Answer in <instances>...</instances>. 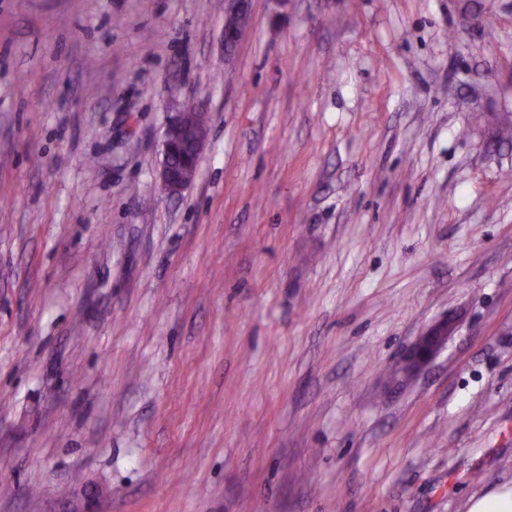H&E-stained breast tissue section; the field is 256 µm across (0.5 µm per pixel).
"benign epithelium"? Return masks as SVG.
Returning a JSON list of instances; mask_svg holds the SVG:
<instances>
[{
    "label": "benign epithelium",
    "instance_id": "7a95c632",
    "mask_svg": "<svg viewBox=\"0 0 512 512\" xmlns=\"http://www.w3.org/2000/svg\"><path fill=\"white\" fill-rule=\"evenodd\" d=\"M226 14L238 19L233 29L224 30V47L233 49L250 23V0H228ZM207 135L200 128L188 132L184 117L177 115L167 125L161 144L159 179L163 189L177 195L192 184ZM455 319L444 316L426 328L405 352L399 373L411 378L426 368L445 347L454 330Z\"/></svg>",
    "mask_w": 512,
    "mask_h": 512
}]
</instances>
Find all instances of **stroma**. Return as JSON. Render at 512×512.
Masks as SVG:
<instances>
[{"label":"stroma","instance_id":"1","mask_svg":"<svg viewBox=\"0 0 512 512\" xmlns=\"http://www.w3.org/2000/svg\"><path fill=\"white\" fill-rule=\"evenodd\" d=\"M224 7L0 0V512H469L512 488V0H251L229 58ZM200 124L198 129L188 133L187 126L194 125L191 117L184 121L183 115H177L167 125L161 144V163L159 179L163 189L170 195H177L192 184L197 173V167L203 153L207 135L202 131L201 125L205 124L203 112H197ZM180 158V161L178 159ZM184 169L179 174L177 170ZM454 326L455 319L444 316L426 328L405 352L398 369L399 373L411 378L426 368L445 347Z\"/></svg>","mask_w":512,"mask_h":512}]
</instances>
